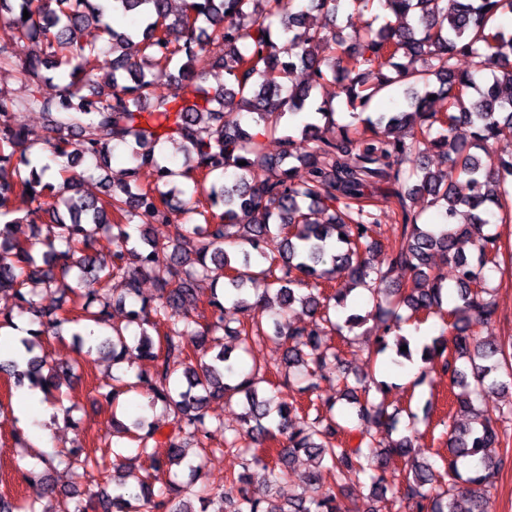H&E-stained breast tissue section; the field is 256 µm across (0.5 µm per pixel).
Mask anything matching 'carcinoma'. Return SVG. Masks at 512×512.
Returning <instances> with one entry per match:
<instances>
[{
  "label": "carcinoma",
  "instance_id": "1",
  "mask_svg": "<svg viewBox=\"0 0 512 512\" xmlns=\"http://www.w3.org/2000/svg\"><path fill=\"white\" fill-rule=\"evenodd\" d=\"M313 11L323 22L307 26ZM344 11L348 21L356 11L372 18L345 38L337 25ZM389 14L401 24L387 22ZM507 14L512 0H183L176 14L171 0H0V22L31 44L22 60L0 46V70L15 71L24 86L21 96L0 94V218L12 213L13 200L27 203L23 215L0 225V293L15 298V308L0 310V328L30 314L39 329L23 340L28 353L66 327L78 344L106 351L114 365L145 361L152 372L132 381L112 377V399L124 388H141L148 408L160 403L172 416L166 434L144 415L128 425L112 421L133 433L136 457L148 467L140 474L113 464L115 488L98 495L100 512H224L226 504L230 512H336L337 495L361 475L370 480L366 512H378L374 503L396 480L387 476L389 461L409 455L411 437L381 447L378 431L393 432L400 423V412H388L380 399L388 384L373 379L349 386L327 329L341 335L373 318L379 336L368 362L392 350L391 362L401 369L412 361V351L401 350L410 346L403 325L421 312L448 317V334L423 343L421 360L441 361L452 387L461 388L452 402L470 419L440 421L448 461L440 469L412 463L395 505L398 512H490L503 465L489 452L499 444V417L476 409L471 395L512 388V343L482 336L496 314L487 271L503 263L488 225L492 217L512 220V156L493 150L512 139V29L499 24ZM116 16L128 21L121 31L113 28ZM135 38L142 46L137 60L123 50ZM87 52L103 54L108 86L86 69ZM460 56L472 60L473 70L455 68ZM171 67L176 91L154 96L153 71ZM298 68L310 81L291 86ZM210 69L224 72L212 95L201 86ZM50 81L55 93L47 96L42 85ZM328 83L337 85L349 117L369 134L345 125L340 143L322 139L320 123L334 122L336 112L333 99L317 96ZM393 86L404 87L403 102L371 111ZM435 94L448 98L441 114L428 109ZM226 111L250 115L258 131L224 123ZM26 112L42 113L55 131L34 157L42 139L21 120ZM291 125L299 136H283V151L267 155L264 139ZM461 125L470 140L454 135ZM119 144L131 149L124 178L100 195L82 194L78 162L106 166ZM168 144L184 157L180 172L165 152ZM433 153L461 185L430 170ZM296 162L307 169L302 183L294 179ZM382 181L399 186L401 206L385 270L371 260L380 245L371 237L377 213L368 203ZM47 194L65 214L43 207ZM415 198L437 209V223L410 217L406 200ZM141 210L170 227L167 242L144 228L130 242L125 227ZM23 224L45 234L22 240ZM104 234L114 247L100 254L96 244ZM464 238L475 246L471 258L459 247ZM437 257L455 268L450 289L432 272ZM395 269L410 271V278L390 284ZM342 271L350 287L325 292ZM115 278L124 281L113 303L124 311L119 323L111 322L106 296ZM145 279L154 286L150 296L140 293ZM198 280L212 285L205 323L188 311ZM357 288L384 294L386 304L349 314L341 324L333 320ZM43 293H58L60 301L46 306ZM448 296L454 306L445 309ZM67 297L82 314L69 316ZM295 303L309 323H288ZM228 304L241 314L233 325L224 323ZM227 338L244 352L261 340L281 344V364L299 383L301 399L288 402L261 390L264 377L237 369ZM189 348L196 361L180 371L171 367L170 358ZM76 365L36 354L24 369L0 359V372L47 395ZM333 368L338 386L323 393L320 382ZM235 394L243 396L244 413L225 445L242 471L225 472L220 486L198 488L210 427L224 426L210 405ZM279 434L285 441L273 455L266 444ZM351 434L358 437L354 447L340 440ZM187 437L196 441L194 459L183 449ZM301 453L312 462L310 494L285 508L249 492L250 468L265 471L275 487ZM42 463L77 478L98 460L76 445ZM18 472L24 481L47 483L57 497L44 512H87L75 487L56 489L49 470Z\"/></svg>",
  "mask_w": 512,
  "mask_h": 512
}]
</instances>
